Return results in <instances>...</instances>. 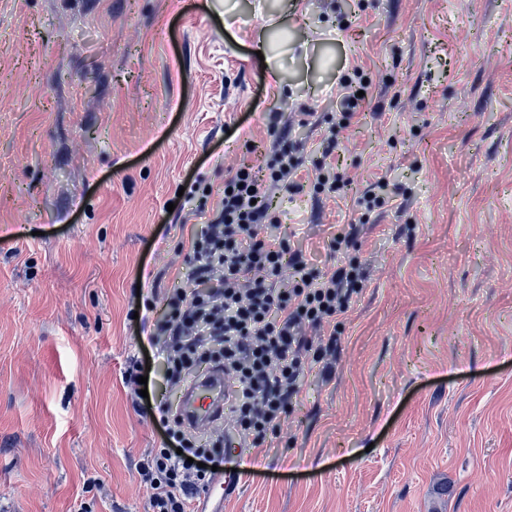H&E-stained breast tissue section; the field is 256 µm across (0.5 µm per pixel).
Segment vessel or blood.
<instances>
[{"mask_svg": "<svg viewBox=\"0 0 512 512\" xmlns=\"http://www.w3.org/2000/svg\"><path fill=\"white\" fill-rule=\"evenodd\" d=\"M179 412L184 423L194 429H206L224 416V373L212 370L207 376L193 381L183 392ZM236 474L225 470L212 481L206 494L214 501L211 512H223L224 491L235 482Z\"/></svg>", "mask_w": 512, "mask_h": 512, "instance_id": "b4317fda", "label": "vessel or blood"}]
</instances>
